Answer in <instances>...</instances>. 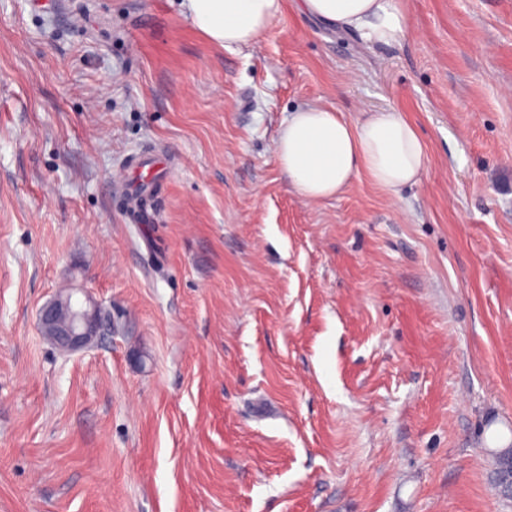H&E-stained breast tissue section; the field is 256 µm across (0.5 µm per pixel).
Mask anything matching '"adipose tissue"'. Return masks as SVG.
Instances as JSON below:
<instances>
[{
	"instance_id": "1",
	"label": "adipose tissue",
	"mask_w": 512,
	"mask_h": 512,
	"mask_svg": "<svg viewBox=\"0 0 512 512\" xmlns=\"http://www.w3.org/2000/svg\"><path fill=\"white\" fill-rule=\"evenodd\" d=\"M286 0H184L193 27L210 43L252 46L283 13ZM301 13L352 30L377 46L396 44L406 33V0H300ZM278 164L291 189L319 202L341 194L364 177L389 196L418 183L427 170L416 126L396 107L346 119L335 108H297L275 143Z\"/></svg>"
}]
</instances>
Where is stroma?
I'll return each instance as SVG.
<instances>
[{
  "label": "stroma",
  "instance_id": "stroma-1",
  "mask_svg": "<svg viewBox=\"0 0 512 512\" xmlns=\"http://www.w3.org/2000/svg\"><path fill=\"white\" fill-rule=\"evenodd\" d=\"M407 7L390 47L287 0L227 50L181 0H0V512H512V0ZM314 103L403 110L421 183L302 199ZM68 288L112 316L73 355ZM101 303L86 297L73 299L72 294L56 295L38 312L40 331L59 350L76 353L91 348L101 332L112 333V319L102 315Z\"/></svg>",
  "mask_w": 512,
  "mask_h": 512
}]
</instances>
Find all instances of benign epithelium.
I'll use <instances>...</instances> for the list:
<instances>
[{
    "label": "benign epithelium",
    "mask_w": 512,
    "mask_h": 512,
    "mask_svg": "<svg viewBox=\"0 0 512 512\" xmlns=\"http://www.w3.org/2000/svg\"><path fill=\"white\" fill-rule=\"evenodd\" d=\"M40 331L59 350L76 353L91 348L104 330H112V319L102 315L101 303L88 297L83 301L59 294L38 312Z\"/></svg>",
    "instance_id": "7a95c632"
}]
</instances>
